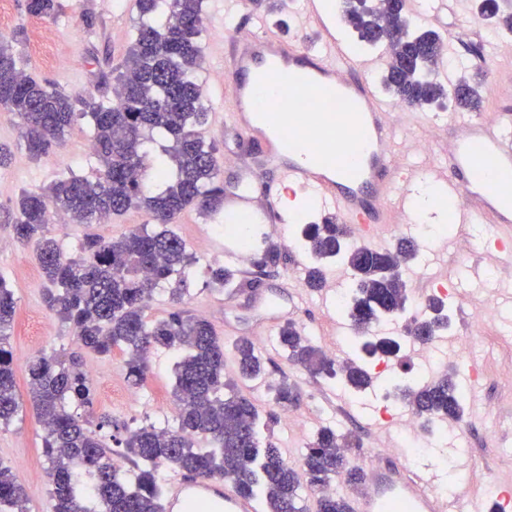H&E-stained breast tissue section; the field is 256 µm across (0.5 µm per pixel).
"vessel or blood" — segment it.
<instances>
[{
    "label": "vessel or blood",
    "instance_id": "vessel-or-blood-1",
    "mask_svg": "<svg viewBox=\"0 0 512 512\" xmlns=\"http://www.w3.org/2000/svg\"><path fill=\"white\" fill-rule=\"evenodd\" d=\"M307 20L323 32L309 50L272 32L263 21L224 41V119L256 143L278 178L261 193L243 190L224 202L228 224L267 227L290 221V191L310 189L340 221L363 238L378 240L391 209L409 212L413 171L397 157V126L353 57L324 33V0H303ZM339 102V114L328 112ZM449 166L439 171L444 194L460 198L459 224L503 228L500 252L512 263V125L464 112L450 122ZM192 502L210 512H259L255 498L237 492L233 479L170 480L164 512H190ZM483 512L465 492L441 496L429 472L405 465L364 471L353 512Z\"/></svg>",
    "mask_w": 512,
    "mask_h": 512
}]
</instances>
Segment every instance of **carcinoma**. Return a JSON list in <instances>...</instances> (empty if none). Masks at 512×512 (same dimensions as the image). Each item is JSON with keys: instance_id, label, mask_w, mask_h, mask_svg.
I'll list each match as a JSON object with an SVG mask.
<instances>
[{"instance_id": "obj_1", "label": "carcinoma", "mask_w": 512, "mask_h": 512, "mask_svg": "<svg viewBox=\"0 0 512 512\" xmlns=\"http://www.w3.org/2000/svg\"><path fill=\"white\" fill-rule=\"evenodd\" d=\"M204 0H137L139 15L123 65L116 70V101L93 93L72 97L28 77L18 66L14 44L24 39L18 29L0 39V112L17 116L29 158L46 156L77 119L92 126L99 168L94 178L70 174L41 192L23 191L7 211L8 229L21 242H33L40 268L49 283L47 309L75 330L82 349L107 356L115 348L126 353L128 378L146 381L149 354L158 347L176 355L173 402L176 423L125 428L112 436L132 469L112 463V449L85 427L81 412L94 405L92 385L78 356L44 351L27 366L30 399L45 435L42 453L51 480L52 512H163L161 474L165 469L201 479L231 478L237 490L255 496L263 512H307L302 484L317 492V512H352L335 485L356 484L361 470L348 466L347 452L361 447L357 435L322 428L305 449L297 471L281 449L262 447L259 414L254 403L224 380V345L212 324L181 310L149 322L144 311L157 285L175 281L172 303L183 302L185 271L196 259L185 242L168 228L188 208L216 219L224 211L223 169L214 143L201 127L207 119L197 73L203 68L201 47ZM57 0H26V11L54 18ZM472 11L494 33L512 34V13L500 12L497 0H473ZM343 18L358 41L389 54L382 84L395 100L411 108L449 103L457 112L480 110L477 83L462 77L458 88L434 78L444 55V37L434 30H413L406 0H343ZM170 144L147 178L146 144L154 135ZM131 208L144 209L155 229L132 230L117 239L85 237L79 254L67 257L50 235L51 212L69 224H94ZM302 236L311 262L307 285L318 289L331 262L347 265L353 288L341 312L350 321L353 357L339 363L311 344L292 321L277 333L288 361L312 376L341 382L351 393L370 390L375 362L398 356V337L375 336L373 326L401 316L408 290L401 265L417 258L412 241L393 249L353 241L344 224H306ZM16 302L0 277V424L20 410L11 344ZM450 326L448 304L440 296L425 300L424 314L404 333L424 344ZM241 378L253 380L265 365L253 343L241 338L233 346ZM456 372L417 383H391L399 400L411 406L423 430L446 419L460 421L466 402ZM273 402L288 408L299 401L294 386H269ZM25 489L12 468L0 462V512H28Z\"/></svg>"}]
</instances>
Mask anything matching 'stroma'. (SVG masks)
I'll use <instances>...</instances> for the list:
<instances>
[{"instance_id": "1", "label": "stroma", "mask_w": 512, "mask_h": 512, "mask_svg": "<svg viewBox=\"0 0 512 512\" xmlns=\"http://www.w3.org/2000/svg\"><path fill=\"white\" fill-rule=\"evenodd\" d=\"M59 3L61 10L57 18L49 19L28 15L25 0H0V12L10 28L25 31L24 40L15 47L19 65L27 75L68 94L97 91L102 76L119 64L130 43L138 16L136 0H59ZM86 9L95 16V23L89 28L80 20ZM299 11L296 2L270 13L259 7L258 0H243L238 11L228 15L220 0L204 2L205 63L199 82L209 116L202 134L215 143L217 155L224 162L225 192L240 188L247 171L255 172L260 181L273 182L276 169L265 164L259 151L238 131L223 123L224 38L258 17L280 36L316 48L320 36L313 30L301 29L297 20ZM326 17L337 39L352 56L371 62L370 81L379 84L387 66L383 51L357 46L341 10L327 12ZM429 26L448 35L454 43L453 55L461 62L459 74L470 77L478 71L484 73L485 79L479 86L483 113L497 117L505 110H512V34H491L467 9L445 20H431ZM431 113V108L426 107L407 109L393 116L398 126L399 157H406L405 145L409 141L427 140L432 144L428 155L430 171L417 174L414 179L412 190L417 196L436 183L435 167L448 161L441 150V136L431 133ZM90 138L88 123L77 121L49 156L34 161L19 146L18 118L0 112V144L16 148L14 162L0 170V206L12 207L21 191L41 190L71 171L94 177L97 162L84 151ZM328 215V209L316 200L298 210L296 223L283 227L281 234L260 229L255 247L248 251L251 262L244 265L226 259L223 249L216 246L211 220L192 209L183 211L175 218L172 228L184 239L196 262L186 272L188 292L180 307L188 314L205 316L216 334L222 335L225 379L235 381L241 393L256 405L264 442L281 449L289 464L299 465L316 432L323 426L333 425L341 432L360 436L363 447L352 453L351 461L359 468H366L385 455L376 440L377 434L383 431L394 452L409 467L433 472L436 485L448 486L453 491L464 487L485 502H496L497 495L487 491L486 481L492 478L500 485L512 481V299L502 294L503 288L512 286V270L501 271L498 260L486 250L489 240L497 233L496 228L490 224H436L430 213L419 209L409 218L392 213L390 231L378 240V247H393L400 237L417 242L416 260L402 269L411 303L417 306L425 301L423 286L433 285L437 276H444L453 324L430 343L424 356L409 354L394 365L376 364L377 384L365 394L355 396L336 381L311 377L293 366L277 346L276 330L261 332L255 328L257 319L273 304L282 311L284 320L301 326L315 346L334 353L340 361L350 356L352 330L336 302L338 293L350 287L349 269L340 263L328 266L326 278L336 281L337 287L325 297L309 291L301 282L292 288L282 285L283 275L294 266L307 264L300 248L299 225L321 223ZM147 221L145 210L132 209L104 224H57L52 226L51 233L58 239L63 253L73 257L85 235L115 239ZM443 238L454 240L455 248L442 250L439 241ZM0 239L12 243L10 249L0 250V275L6 278L17 302L11 343L20 402L18 416L11 423L0 425V461L11 466L25 486L28 512H51L50 486L42 457L44 431L30 406L27 362L51 348L65 352L77 350L78 343L70 328L49 313L44 304L46 282L35 258L34 244L12 241L10 232L1 229ZM270 244L278 245L282 259L277 267L269 268L262 275L254 261ZM217 267L234 272L243 285L242 295L212 283L210 271ZM479 307L489 310L480 328L470 319L471 309ZM240 336L252 340L263 356L267 366L265 377L252 381L238 379L233 345ZM125 358V353L118 349L108 357L84 354V369L96 373L93 384L96 412L111 414L116 423L131 426L170 421L175 384L172 356L163 349L152 352L147 380L138 389V401L133 403L126 398L130 385L125 375ZM471 362L484 371L483 403L468 410L467 433H460L450 420L444 421L441 434L423 431L415 438L397 428L385 429L379 425L380 410L390 391L389 384L395 378L430 382L449 368L461 371ZM283 381L294 385L301 394L296 408L299 422L286 421L281 408L271 399L269 385Z\"/></svg>"}]
</instances>
